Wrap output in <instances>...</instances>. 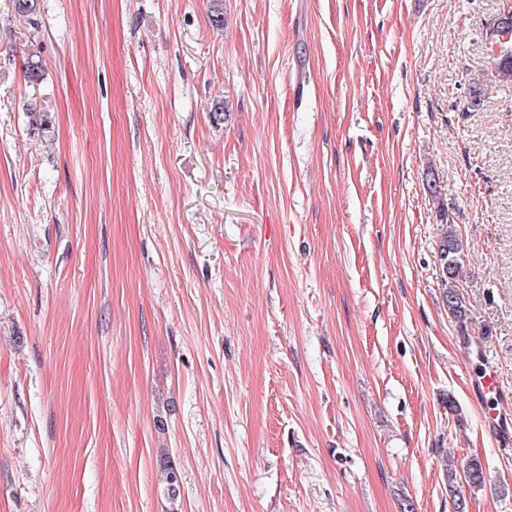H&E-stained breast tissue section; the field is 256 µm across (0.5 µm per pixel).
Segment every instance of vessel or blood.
Masks as SVG:
<instances>
[{
    "label": "vessel or blood",
    "mask_w": 512,
    "mask_h": 512,
    "mask_svg": "<svg viewBox=\"0 0 512 512\" xmlns=\"http://www.w3.org/2000/svg\"><path fill=\"white\" fill-rule=\"evenodd\" d=\"M472 360L480 366L479 371L473 373L471 382L476 399L482 406L484 429L497 445H510L512 418L507 417L498 406L504 395L498 386L497 374L491 366L485 364L482 350H473Z\"/></svg>",
    "instance_id": "obj_1"
}]
</instances>
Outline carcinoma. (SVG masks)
Here are the masks:
<instances>
[{"label":"carcinoma","instance_id":"1","mask_svg":"<svg viewBox=\"0 0 512 512\" xmlns=\"http://www.w3.org/2000/svg\"><path fill=\"white\" fill-rule=\"evenodd\" d=\"M16 14L24 18L29 25V37L34 40L40 29V3L39 0H13ZM45 76L42 59L36 52L28 55L25 63L24 77L33 88H38ZM27 111L41 120V127L48 128V115L52 111V103L46 97H33L27 104ZM439 255L443 257L445 267L442 268L441 282L443 285V301L448 305V314L458 323L465 322L469 317V307L464 296L459 294L458 286L466 276V263L464 245L460 234L453 223V219L444 218L441 224V237L439 241ZM163 494L170 504V512H177V496L179 486V472L165 461L162 465ZM465 482L472 488H481L485 484V472L479 458L470 459L463 468ZM448 494L456 498L457 512H464L465 503L460 498L457 486V469L451 465L446 474Z\"/></svg>","mask_w":512,"mask_h":512}]
</instances>
